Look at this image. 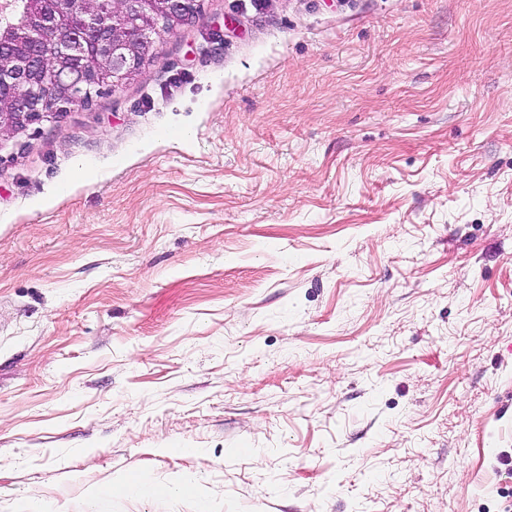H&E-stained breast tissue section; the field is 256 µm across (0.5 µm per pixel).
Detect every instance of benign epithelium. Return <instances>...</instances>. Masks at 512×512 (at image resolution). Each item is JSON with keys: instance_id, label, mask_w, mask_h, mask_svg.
Returning <instances> with one entry per match:
<instances>
[{"instance_id": "1", "label": "benign epithelium", "mask_w": 512, "mask_h": 512, "mask_svg": "<svg viewBox=\"0 0 512 512\" xmlns=\"http://www.w3.org/2000/svg\"><path fill=\"white\" fill-rule=\"evenodd\" d=\"M201 0H116L118 8L107 20L97 0H73L81 14L82 31L66 24L59 0H32L29 17L17 24L7 20L14 0H0V137L12 138L38 122L88 105L94 96L115 90L143 71L158 41L185 26ZM151 13L160 21L151 31L128 26L138 15ZM24 31L34 50L21 66L6 49L10 33ZM66 55L83 62L66 84L33 81Z\"/></svg>"}]
</instances>
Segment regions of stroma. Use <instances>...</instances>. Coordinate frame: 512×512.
Here are the masks:
<instances>
[{
	"mask_svg": "<svg viewBox=\"0 0 512 512\" xmlns=\"http://www.w3.org/2000/svg\"><path fill=\"white\" fill-rule=\"evenodd\" d=\"M511 457L512 0H203L0 148V512H503Z\"/></svg>",
	"mask_w": 512,
	"mask_h": 512,
	"instance_id": "35a3bbf8",
	"label": "stroma"
}]
</instances>
